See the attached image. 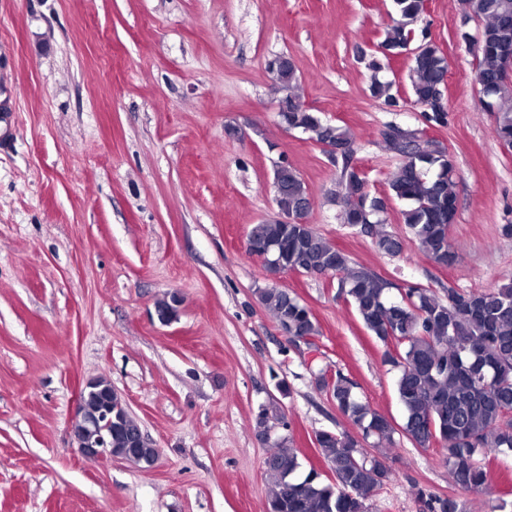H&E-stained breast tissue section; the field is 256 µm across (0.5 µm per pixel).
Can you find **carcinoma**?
<instances>
[{
	"mask_svg": "<svg viewBox=\"0 0 512 512\" xmlns=\"http://www.w3.org/2000/svg\"><path fill=\"white\" fill-rule=\"evenodd\" d=\"M400 20L384 30L380 46H406L413 40L411 25L425 12V0H394ZM467 13L482 22L483 46L477 54V80L488 106L497 112L494 134L512 141V93L498 86L503 71L497 44L512 40V0H466ZM430 48L412 58L409 81L415 102L430 107L443 88L448 59L442 48ZM385 57H373L372 96L389 107L398 104L393 84L378 73ZM274 76L283 95L295 102L288 113V126L309 135L317 143L329 142L342 150V167L331 202L339 207L342 223L359 227L386 254H396L400 242L384 229L385 220L372 212L375 198L366 191L364 179L350 164L354 138L349 130L325 123L318 113L302 106L296 89L299 78L294 62L282 56ZM403 158L388 181V196L406 203L403 224L422 251L441 266L453 264L459 247L449 238L457 215L454 190L455 166L442 148H432L415 132L400 130L399 140H386ZM276 204L292 211L310 206L308 191L299 173L288 167L278 176ZM281 248L280 262L289 271L337 278L338 288L367 331L385 344H394L387 362L398 370L395 390L404 410L400 433L417 448L438 444L444 451L448 477L456 487L483 492L489 485L486 459L491 454L512 451V279L481 292L448 288L442 300L428 288H411L400 299L392 296L393 284L376 273L351 264L310 224H278L272 220L251 225L248 251L262 257L267 248ZM258 302L290 336L319 335L311 309L287 290L276 286L257 290ZM180 299L172 295L157 303V315L169 322L177 317ZM354 383L342 372L329 380L328 392L336 409L361 431L322 430L315 440L330 474L311 468L302 475V464L285 436L267 437L276 411L262 406L257 425L271 451L264 471L272 485L269 512H371L370 501L390 479V470L363 443L391 441L392 423L359 402ZM112 400V455L151 465L158 450L148 442L133 447L131 435L140 428L129 410L118 406L111 382L97 378L85 393V410L97 413ZM427 512H461L457 500L416 491Z\"/></svg>",
	"mask_w": 512,
	"mask_h": 512,
	"instance_id": "obj_1",
	"label": "carcinoma"
}]
</instances>
